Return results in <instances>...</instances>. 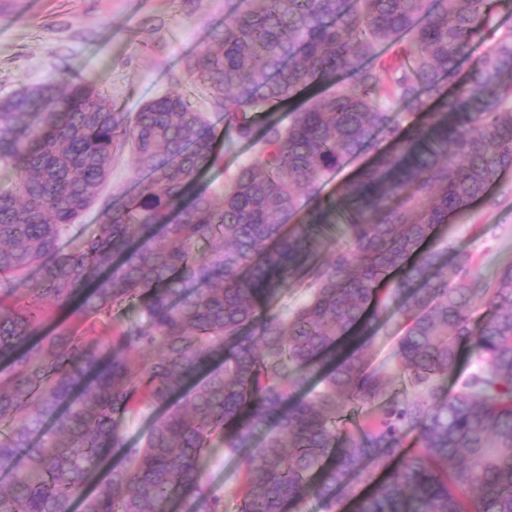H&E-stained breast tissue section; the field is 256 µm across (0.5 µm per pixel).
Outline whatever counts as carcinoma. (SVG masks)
<instances>
[{
  "label": "carcinoma",
  "instance_id": "obj_1",
  "mask_svg": "<svg viewBox=\"0 0 512 512\" xmlns=\"http://www.w3.org/2000/svg\"><path fill=\"white\" fill-rule=\"evenodd\" d=\"M227 4L184 59L211 116L179 91L114 112L65 75L0 100V512H224L216 438L237 512H512V265L487 279L460 254L458 288L426 247L512 169V0ZM307 86L325 90L270 116ZM222 137L258 161L188 196ZM126 147L140 182L105 196ZM303 278L307 300L271 311ZM389 308L392 375L341 350ZM465 344L476 368L449 390ZM206 478L213 487L224 491L226 512H237L236 494L242 480L239 459L225 453L224 447L217 444L208 462Z\"/></svg>",
  "mask_w": 512,
  "mask_h": 512
}]
</instances>
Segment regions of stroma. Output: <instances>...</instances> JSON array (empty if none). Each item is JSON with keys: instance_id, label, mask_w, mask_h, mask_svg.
I'll return each instance as SVG.
<instances>
[{"instance_id": "stroma-1", "label": "stroma", "mask_w": 512, "mask_h": 512, "mask_svg": "<svg viewBox=\"0 0 512 512\" xmlns=\"http://www.w3.org/2000/svg\"><path fill=\"white\" fill-rule=\"evenodd\" d=\"M227 14L225 0H0V100L63 72L92 82L117 112L172 90L193 94L181 60ZM432 242L447 265L458 251L476 253L487 272L512 264V201L471 204ZM206 478L236 512L238 458L216 447Z\"/></svg>"}]
</instances>
